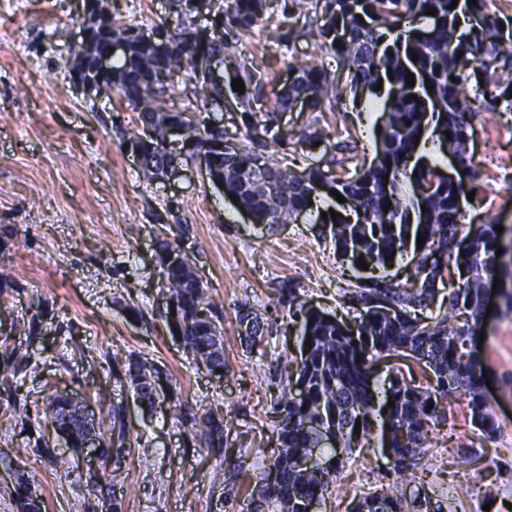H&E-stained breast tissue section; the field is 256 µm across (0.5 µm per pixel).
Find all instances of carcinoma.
<instances>
[{"mask_svg":"<svg viewBox=\"0 0 512 512\" xmlns=\"http://www.w3.org/2000/svg\"><path fill=\"white\" fill-rule=\"evenodd\" d=\"M224 39L215 41L194 26L192 0H171L174 23L161 22L145 28L111 14L112 35L125 43V50L112 59L115 92L138 112L142 127L151 129L146 138L134 134L124 143L138 146L141 167L158 180L173 159L180 163L202 155L207 158L211 181L222 185L224 195L237 199V206L256 215L266 224H287L310 209L313 191L320 185L338 191L350 203V212L336 218L327 216L323 224L334 240L342 260L350 267L360 259L370 267L388 268L403 255L409 242L423 235L420 258L409 277L410 286H401L386 275L358 276L344 289V303L365 312L346 322L307 309L298 300L296 288L280 289L278 303L292 318L301 319L304 355L297 359L296 381L281 383L273 412L277 422L279 448L268 471L252 489L251 512H307L313 499L325 501L336 480L338 468L300 469L297 460L308 449L319 447V439L307 428L310 421L335 428L338 453L364 447L375 427L381 428L382 447L388 453L391 476L401 477L418 468L423 459L429 427L445 417V403L455 395L468 400L471 417L484 438L495 440L501 426L483 391V367L464 352L471 329L479 324L484 310L485 285L499 278L502 304L512 312V234H498L490 222L464 226L461 196L475 192L478 201L482 186L441 180V173L423 164L415 165L417 175L407 173L415 155L417 136L428 127L440 137L441 145L457 157L461 165L474 167L469 154L473 122L500 106L512 112V14L491 8L494 0H217ZM431 17L433 27L422 37H407L396 31L408 17ZM482 17L476 29L459 31V13ZM283 18L277 37L279 45L290 49L298 37H305L324 55L333 59L332 71L317 62L289 66L288 83L273 88V79L263 65L248 59L239 50L244 35L273 16ZM167 35V41L149 35ZM463 52L466 59L457 58ZM417 61H412V55ZM213 58L224 63L233 77L242 79L245 91L207 80L199 59ZM346 74L349 92L358 85L389 83L385 102L386 121L380 133L376 162L349 171L350 158L329 159L326 167H311L297 173L274 159L273 147H304L322 138L317 113L334 110L341 99L336 73ZM185 74L193 96L203 102L199 112L175 107L167 110L156 102L171 89V81ZM415 85L408 86V74ZM394 80H389V76ZM433 87L428 91L427 87ZM272 88L274 103L263 111L258 104ZM231 94L239 113L236 132L242 135L238 150L226 154L220 146L229 132L224 124L201 116L208 103ZM416 99H411V95ZM309 103L313 113L309 125L292 136L282 132L278 114L293 109L296 102ZM175 125L193 129L194 136L174 157L169 149L168 130ZM266 166L269 186L252 180L257 161ZM469 239L468 249L455 246L458 234ZM189 227L175 219L167 237L159 240L158 262L161 282L168 290L167 310L183 348L194 361L209 370L224 368V318L195 273L181 241ZM501 255H496L497 250ZM446 254L448 264L466 270V278L448 292V314L436 321L422 317L435 299L438 286L445 284L446 269L430 263L435 252ZM182 261L172 260L174 255ZM390 260H385V257ZM468 316L463 325L453 322L454 314ZM250 325L246 344L257 343L258 315L250 310L238 314V322ZM403 356L424 362L432 372L433 384L426 388L408 381L404 373L390 370L383 383L375 381L377 362L382 357ZM31 361L9 348L8 336L0 338V375L15 376ZM124 378L145 407L155 404L152 383L163 379V371L144 360L129 358ZM307 388L306 398L296 400L295 383ZM395 406L388 407V401ZM387 413H382V409ZM174 413L189 433L188 443L205 450L215 459L224 458L227 435L224 416L210 411L199 414L182 404ZM110 426L90 423L77 415L65 394L50 401L46 417L51 425L66 432L67 446L79 450L91 431L103 442L102 466L119 470L132 451L125 411L120 406L108 410ZM361 428L355 429L356 420ZM273 481H268L270 474ZM96 502L85 500V512H121V502L105 481L89 491ZM10 498L17 512H44L43 500L23 474L16 477ZM352 512H410V504L399 484L376 490L358 499Z\"/></svg>","mask_w":512,"mask_h":512,"instance_id":"cac0c4a2","label":"carcinoma"}]
</instances>
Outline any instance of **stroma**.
Masks as SVG:
<instances>
[{"label": "stroma", "instance_id": "stroma-1", "mask_svg": "<svg viewBox=\"0 0 512 512\" xmlns=\"http://www.w3.org/2000/svg\"><path fill=\"white\" fill-rule=\"evenodd\" d=\"M83 0H0V330L41 313L38 335L16 333L13 344L37 362L13 381L18 401L44 406L58 391L96 408L123 405L132 436L151 447L132 452L108 473L122 512H248L246 487L231 481L225 463L189 448L171 411L180 402L227 424L228 451L257 480L278 447L272 407L279 395L273 369H291L301 331L278 308L281 285L297 286L306 306L345 314L340 299L353 276L314 210L287 224H255L213 184L198 163L172 183L147 178L120 145L117 127L135 129L133 111L119 97L90 100L70 78V55L83 22ZM277 20L243 36L240 48L263 60L278 82L292 63L316 59L306 39L280 48ZM386 96L365 92L324 113L317 147L296 153V172L325 165L338 142H355L366 160L379 148ZM483 186L482 203L467 206L472 224L512 229V112L483 114L469 142ZM178 208L190 226L189 254L208 295L224 312V370L215 374L185 353L165 320L156 242L164 230L154 213ZM267 318L259 345L238 337L237 312ZM477 353L493 387L501 425L486 441L457 396L448 418L431 426L420 469L406 478L408 501H430L441 512H512V313L492 308ZM167 374L166 399L153 413L136 403L113 365L129 357ZM49 422L23 432L21 419L0 412V512H16L9 497L16 474L34 482L46 512H81L88 495L86 459L57 445L54 460L36 443ZM473 454L458 468V448ZM380 440L349 453L335 487L318 512H350L355 500L386 482Z\"/></svg>", "mask_w": 512, "mask_h": 512}]
</instances>
